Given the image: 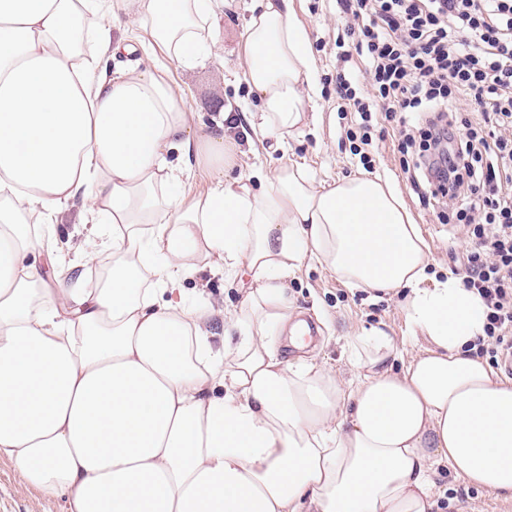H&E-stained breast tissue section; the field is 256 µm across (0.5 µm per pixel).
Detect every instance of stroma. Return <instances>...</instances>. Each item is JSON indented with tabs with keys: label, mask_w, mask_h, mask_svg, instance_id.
<instances>
[{
	"label": "stroma",
	"mask_w": 512,
	"mask_h": 512,
	"mask_svg": "<svg viewBox=\"0 0 512 512\" xmlns=\"http://www.w3.org/2000/svg\"><path fill=\"white\" fill-rule=\"evenodd\" d=\"M257 0H227L218 7L213 18L216 35L214 55L203 64L186 71H170L172 84L183 91L190 111L200 119L199 131L207 135L216 131L227 112H240L254 106L255 97L243 79L244 55L241 33ZM298 18L310 31L315 66L321 88L318 102L320 120L302 133L286 139L283 149H276L273 140L258 135L235 132L241 151L239 171L248 174L252 168L271 170L279 162L294 160L305 164L316 182L329 183L351 176L361 168L358 156L344 132V122L335 108L333 80L338 61L334 45L341 25L334 0H293ZM372 157L375 170L390 178L405 203L414 223L419 224L431 251L430 269L437 276L450 271L451 253L463 250L465 236L452 225L438 223L432 213L420 207L415 195L399 174L398 134L386 130ZM85 228L77 210L57 216L52 224L37 223L34 236L42 241L40 249L28 254V261L45 264L48 251H55L62 269L81 275L85 288L99 287L108 276L113 258L103 253L92 266H84L78 253L67 248V241H78ZM190 302L199 304L205 298L223 301L225 307L239 306L243 295L239 282L220 274L199 273L182 282ZM288 292L293 300L295 316L312 315L319 324L317 338L305 346L289 344L286 329L273 330L272 336L282 359L293 362L298 357L314 358L316 363L332 368L344 377H352L347 342L353 329L364 325H382L395 339L407 334L398 296H373L350 287L336 274L316 265H305L288 279ZM437 490L449 503L447 512H512V501H505L483 488L471 485L451 470L440 468ZM0 512H66L63 498H50L27 486L16 465L0 459Z\"/></svg>",
	"instance_id": "35a3bbf8"
}]
</instances>
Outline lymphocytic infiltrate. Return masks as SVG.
I'll list each match as a JSON object with an SVG mask.
<instances>
[{
	"mask_svg": "<svg viewBox=\"0 0 512 512\" xmlns=\"http://www.w3.org/2000/svg\"><path fill=\"white\" fill-rule=\"evenodd\" d=\"M336 111L348 140L399 134L421 207L463 228L464 288L485 307L477 355L512 354V0H336ZM362 57L370 83L346 71Z\"/></svg>",
	"mask_w": 512,
	"mask_h": 512,
	"instance_id": "1",
	"label": "lymphocytic infiltrate"
}]
</instances>
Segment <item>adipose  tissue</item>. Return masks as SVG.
Instances as JSON below:
<instances>
[{
    "label": "adipose tissue",
    "mask_w": 512,
    "mask_h": 512,
    "mask_svg": "<svg viewBox=\"0 0 512 512\" xmlns=\"http://www.w3.org/2000/svg\"><path fill=\"white\" fill-rule=\"evenodd\" d=\"M215 0H0V459L67 512H439L436 468L512 500V382L470 350L484 305L431 279L428 245L393 184L362 172L316 184L291 161L231 177L237 149L158 70L113 74L140 48L191 69L215 49ZM252 127L282 141L309 124L313 46L292 0H264L242 36ZM197 195L169 185L192 166ZM78 209L108 224L85 264L100 287L48 283L24 257L26 220ZM247 268L216 341L212 305L181 282ZM315 262L370 293L403 295L413 352L379 327L349 339L347 379L281 359L286 281Z\"/></svg>",
    "instance_id": "1"
}]
</instances>
